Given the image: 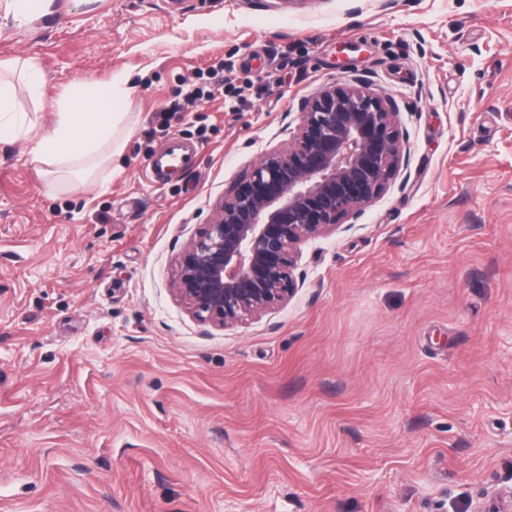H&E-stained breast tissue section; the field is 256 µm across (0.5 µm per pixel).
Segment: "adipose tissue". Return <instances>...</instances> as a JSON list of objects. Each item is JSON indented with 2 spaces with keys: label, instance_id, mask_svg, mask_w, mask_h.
<instances>
[{
  "label": "adipose tissue",
  "instance_id": "adipose-tissue-1",
  "mask_svg": "<svg viewBox=\"0 0 512 512\" xmlns=\"http://www.w3.org/2000/svg\"><path fill=\"white\" fill-rule=\"evenodd\" d=\"M15 94L13 83L0 78V143L15 142L30 132L15 110ZM130 97L127 85H76L61 101L50 132L33 151V161L52 167L75 188L93 180L124 150L132 132Z\"/></svg>",
  "mask_w": 512,
  "mask_h": 512
}]
</instances>
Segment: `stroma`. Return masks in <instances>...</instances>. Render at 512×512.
<instances>
[{
    "mask_svg": "<svg viewBox=\"0 0 512 512\" xmlns=\"http://www.w3.org/2000/svg\"><path fill=\"white\" fill-rule=\"evenodd\" d=\"M0 0L32 130L0 144V512H475L512 500V0ZM130 78L118 170L32 162ZM392 98L407 173L308 241L284 306L198 323L175 261L303 98ZM209 98L185 107V93ZM191 164L145 181L171 139ZM52 0H10L8 2L15 20L29 21L50 10Z\"/></svg>",
    "mask_w": 512,
    "mask_h": 512,
    "instance_id": "obj_1",
    "label": "stroma"
}]
</instances>
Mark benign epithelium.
Wrapping results in <instances>:
<instances>
[{"instance_id":"1","label":"benign epithelium","mask_w":512,"mask_h":512,"mask_svg":"<svg viewBox=\"0 0 512 512\" xmlns=\"http://www.w3.org/2000/svg\"><path fill=\"white\" fill-rule=\"evenodd\" d=\"M405 162L397 104L367 81L304 99L288 144L265 154L189 241L173 291L204 325L261 318L296 294L301 246L339 231Z\"/></svg>"}]
</instances>
